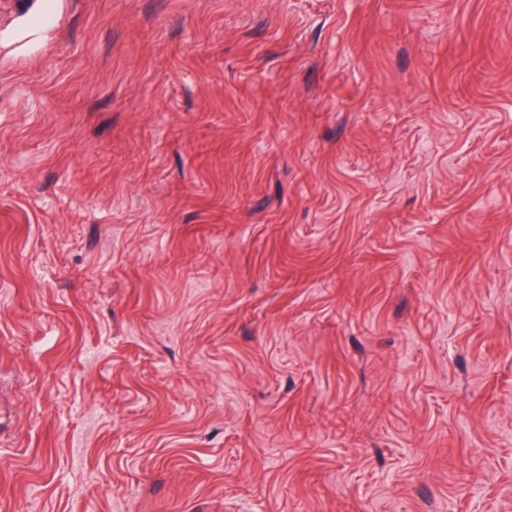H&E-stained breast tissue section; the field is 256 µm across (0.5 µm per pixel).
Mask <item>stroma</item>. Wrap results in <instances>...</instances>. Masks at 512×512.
<instances>
[{"label":"stroma","instance_id":"obj_1","mask_svg":"<svg viewBox=\"0 0 512 512\" xmlns=\"http://www.w3.org/2000/svg\"><path fill=\"white\" fill-rule=\"evenodd\" d=\"M0 512H512V0H0Z\"/></svg>","mask_w":512,"mask_h":512}]
</instances>
